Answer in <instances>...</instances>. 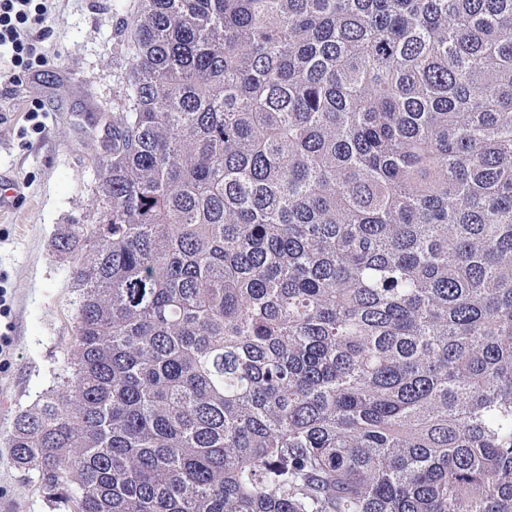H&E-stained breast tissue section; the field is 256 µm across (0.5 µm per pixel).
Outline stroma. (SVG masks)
<instances>
[{
  "instance_id": "obj_1",
  "label": "stroma",
  "mask_w": 512,
  "mask_h": 512,
  "mask_svg": "<svg viewBox=\"0 0 512 512\" xmlns=\"http://www.w3.org/2000/svg\"><path fill=\"white\" fill-rule=\"evenodd\" d=\"M46 0L27 33L36 50L0 54V172L21 195L0 209V288L9 309L0 332V512H54L22 479L7 446L19 411L64 368L73 344L72 256L53 241L94 217L95 145L121 87L124 23L135 0Z\"/></svg>"
}]
</instances>
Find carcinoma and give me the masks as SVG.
Wrapping results in <instances>:
<instances>
[{
    "instance_id": "1",
    "label": "carcinoma",
    "mask_w": 512,
    "mask_h": 512,
    "mask_svg": "<svg viewBox=\"0 0 512 512\" xmlns=\"http://www.w3.org/2000/svg\"><path fill=\"white\" fill-rule=\"evenodd\" d=\"M125 40L24 479L65 512H512V0H136Z\"/></svg>"
}]
</instances>
